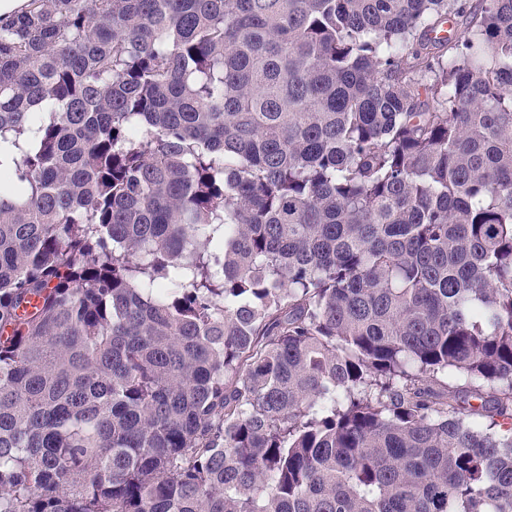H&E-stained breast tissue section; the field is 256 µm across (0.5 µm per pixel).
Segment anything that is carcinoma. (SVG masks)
Wrapping results in <instances>:
<instances>
[{
	"mask_svg": "<svg viewBox=\"0 0 512 512\" xmlns=\"http://www.w3.org/2000/svg\"><path fill=\"white\" fill-rule=\"evenodd\" d=\"M0 512H512V0L0 18Z\"/></svg>",
	"mask_w": 512,
	"mask_h": 512,
	"instance_id": "cac0c4a2",
	"label": "carcinoma"
}]
</instances>
